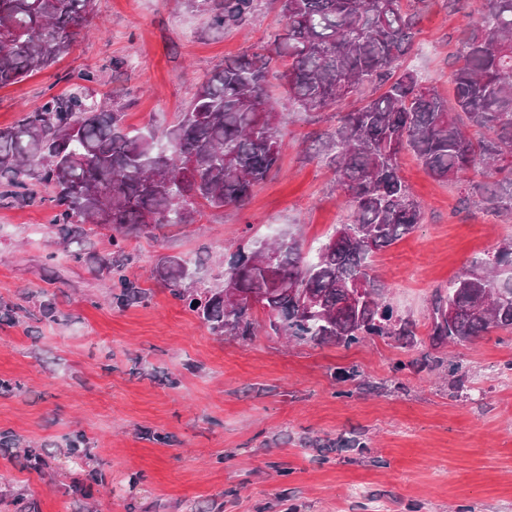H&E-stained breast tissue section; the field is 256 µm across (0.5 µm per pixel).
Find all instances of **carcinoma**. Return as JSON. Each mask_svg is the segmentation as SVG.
I'll return each mask as SVG.
<instances>
[{
	"mask_svg": "<svg viewBox=\"0 0 512 512\" xmlns=\"http://www.w3.org/2000/svg\"><path fill=\"white\" fill-rule=\"evenodd\" d=\"M93 0H0V86L51 66L89 23ZM210 27L246 25L258 0H202ZM428 0H271L286 18L274 53L226 60L199 86L187 111L167 133V144L127 132L123 113L93 99V71L78 76L67 94L51 96L14 126L0 129V206L57 207L55 226L72 261H85L86 225L110 231L93 271L112 281L117 307L145 305L147 288L127 278L132 256L125 243L163 225L197 223L201 208L241 207L252 188L277 166L284 113L266 87L274 75L289 103L304 110L335 106L365 87L389 83L377 97L338 114L318 154L332 166L352 218L336 225L313 261L304 262L293 237L247 240L224 270L217 288H194L192 271L178 257H164L155 274L173 299L195 313L215 336L255 335L253 309L267 316L276 335L317 345L350 348L371 336L405 348L417 343V323L385 300L386 287L369 263L422 223L421 204L400 175L398 156L412 152L436 180L464 186V205L512 219V0H484V8L457 31L452 71L454 103L417 72L401 68ZM194 157L197 178L181 180ZM358 286L366 301L346 306ZM261 296L224 304V289ZM318 301L312 309L302 300ZM198 305H193V302ZM56 296L28 291L22 302L0 305V320L55 321ZM431 346L471 342L494 330L512 332V239L493 256L475 260L435 291L429 316ZM422 367L448 369L463 387L461 365L438 356ZM0 448H20L21 467L44 476L58 456L11 430H0ZM91 442L81 431L59 448L71 475L68 491L89 497L106 479L91 466ZM6 512H40L23 492H0Z\"/></svg>",
	"mask_w": 512,
	"mask_h": 512,
	"instance_id": "1",
	"label": "carcinoma"
}]
</instances>
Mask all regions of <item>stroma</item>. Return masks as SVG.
<instances>
[{"label": "stroma", "instance_id": "stroma-1", "mask_svg": "<svg viewBox=\"0 0 512 512\" xmlns=\"http://www.w3.org/2000/svg\"><path fill=\"white\" fill-rule=\"evenodd\" d=\"M482 7L464 0L455 12L428 0L406 67L453 96L457 30ZM93 15L95 28L52 66L0 87L1 129L90 70L102 76L95 97L112 98L127 130L163 136L219 64L271 52L286 23L267 0L240 30L210 28L198 0H94ZM357 105L350 96L291 108L278 167L244 207L206 208L190 229L130 239L125 273L151 290L144 307L105 303L111 283L90 264L103 233L85 237L87 260L77 264L57 244L53 206L0 207V301L43 288L61 313L31 328L0 325V377L22 385L0 397V429L57 444L84 432L107 481L94 490V512H190L200 502L224 512H512V334L444 347L467 374L460 392L410 366L428 350L434 289L493 255L512 221L461 211V185L430 177L412 152L398 163L426 220L376 252L372 267L421 344L374 337L346 349L288 343L264 328L247 340L219 337L151 277L176 256L190 261L195 286L217 287L248 237L292 236L314 255L351 211L312 136ZM368 378L382 389H361ZM65 482L0 450V487L33 496L41 512H76Z\"/></svg>", "mask_w": 512, "mask_h": 512}]
</instances>
